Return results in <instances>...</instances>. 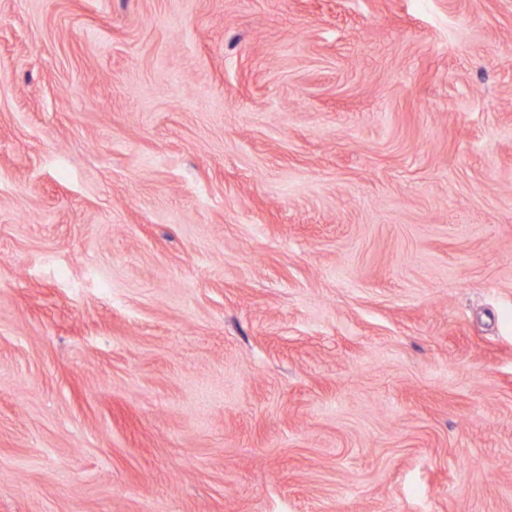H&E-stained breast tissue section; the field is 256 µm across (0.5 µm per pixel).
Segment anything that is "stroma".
Wrapping results in <instances>:
<instances>
[{
    "mask_svg": "<svg viewBox=\"0 0 512 512\" xmlns=\"http://www.w3.org/2000/svg\"><path fill=\"white\" fill-rule=\"evenodd\" d=\"M0 512H512V0H0Z\"/></svg>",
    "mask_w": 512,
    "mask_h": 512,
    "instance_id": "obj_1",
    "label": "stroma"
}]
</instances>
